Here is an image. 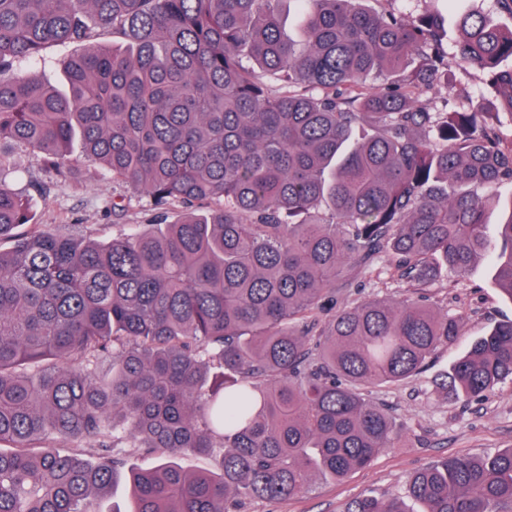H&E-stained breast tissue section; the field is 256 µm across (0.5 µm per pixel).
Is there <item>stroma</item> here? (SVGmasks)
Instances as JSON below:
<instances>
[{
  "label": "stroma",
  "mask_w": 512,
  "mask_h": 512,
  "mask_svg": "<svg viewBox=\"0 0 512 512\" xmlns=\"http://www.w3.org/2000/svg\"><path fill=\"white\" fill-rule=\"evenodd\" d=\"M460 86L467 89V97L457 96ZM484 90L481 72L473 68L458 70L422 96L420 104L432 111L458 108L466 99H479ZM0 173L22 196L30 183L43 185L44 195L30 202L32 221L50 225L59 234H70L78 226L88 225L94 230V239L107 241L139 224L173 223L182 211L177 204L156 206L148 193L112 181L98 165L83 158L73 167L67 185H60L42 155L24 144L6 147L0 156ZM391 264V254H380L376 262L379 276L350 275L338 284L341 297L349 301L372 295L404 298L405 285L391 276ZM426 294L449 315L459 318L461 334L455 342L439 347L421 374L397 386L372 390L373 400L405 424L401 441L380 451L367 468L343 479L316 478L306 493L287 500L247 499L241 512H342L347 502L358 497L405 495L414 472L448 456H486L512 448L511 381L500 384L481 402L450 398L435 387L436 378L449 371L471 341L512 317V300L496 287L493 270L483 258L477 259L465 276L452 274L438 279ZM157 459V454L144 449H128L111 492L91 501L92 512H130L133 497L127 481L129 472L152 465Z\"/></svg>",
  "instance_id": "35a3bbf8"
}]
</instances>
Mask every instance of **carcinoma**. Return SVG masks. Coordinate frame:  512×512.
<instances>
[{
	"label": "carcinoma",
	"mask_w": 512,
	"mask_h": 512,
	"mask_svg": "<svg viewBox=\"0 0 512 512\" xmlns=\"http://www.w3.org/2000/svg\"><path fill=\"white\" fill-rule=\"evenodd\" d=\"M367 2L0 0V148L37 150L64 184L77 140L112 181L185 208L93 241L31 223L0 177V512H89L125 448L159 452L131 471L133 512H237L342 479L401 436L365 391L461 335L423 289L488 256L512 299V214L486 235L487 199L512 185V145L483 120L499 113L418 105L475 67L512 119V28L464 11L448 49L441 13ZM96 30L122 43L61 58L69 92L24 68ZM383 252L408 295L337 305L346 266L370 275ZM507 379L512 319L443 387L483 401ZM84 440L89 459L55 450ZM214 448L218 472L173 462ZM408 494L512 510V448L432 464ZM343 512L409 510L391 495Z\"/></svg>",
	"instance_id": "carcinoma-1"
}]
</instances>
